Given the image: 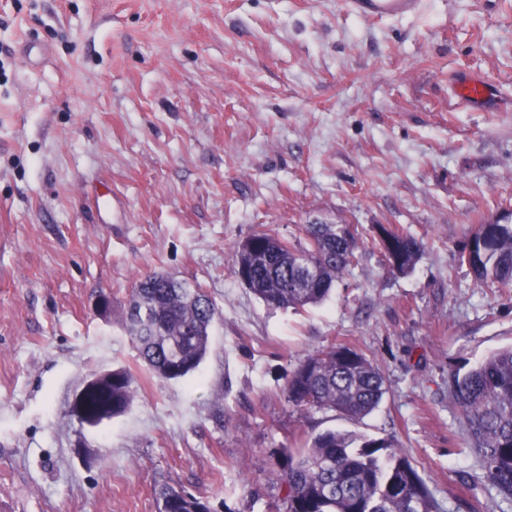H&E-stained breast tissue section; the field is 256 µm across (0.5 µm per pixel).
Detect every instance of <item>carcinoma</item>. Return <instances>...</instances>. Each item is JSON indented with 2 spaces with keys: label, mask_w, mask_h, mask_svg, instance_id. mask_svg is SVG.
<instances>
[{
  "label": "carcinoma",
  "mask_w": 512,
  "mask_h": 512,
  "mask_svg": "<svg viewBox=\"0 0 512 512\" xmlns=\"http://www.w3.org/2000/svg\"><path fill=\"white\" fill-rule=\"evenodd\" d=\"M305 242L290 244L265 231L239 242L235 273L248 270L246 288L266 304L302 308L325 301L355 258L346 224H305ZM392 267L409 271L423 248L413 236L393 235ZM469 266L484 286L512 287V224H480L463 243ZM218 310L206 294L173 274L147 273L134 283L124 327L147 370L160 380L194 372L210 348ZM85 416L99 425L124 414L133 402L134 376L126 369L92 375ZM472 446L482 462L480 479L512 506V346L474 368L451 376ZM386 393L379 368L356 349L330 346L308 355L286 383L288 402L300 410L337 411L351 419L373 412ZM284 495L276 512H438L407 454L392 438L356 437L329 430L287 449L280 462ZM159 512H211L202 498L162 485Z\"/></svg>",
  "instance_id": "carcinoma-1"
}]
</instances>
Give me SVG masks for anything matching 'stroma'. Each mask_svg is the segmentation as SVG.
Returning <instances> with one entry per match:
<instances>
[{
    "mask_svg": "<svg viewBox=\"0 0 512 512\" xmlns=\"http://www.w3.org/2000/svg\"><path fill=\"white\" fill-rule=\"evenodd\" d=\"M28 40L48 64L24 63ZM469 72L492 104L455 96ZM509 211L512 0L382 21L342 0H0V512H158L164 483L212 512H274L279 449L328 430L394 438L440 512H498L450 377L512 346V291L458 260ZM312 218L350 225L354 263L321 305H266L237 243L294 244ZM382 225L423 241L412 271L388 269ZM150 270L218 308L180 381L150 374L122 325ZM332 344L386 379L362 419L286 399ZM113 368L135 376L130 408L80 427L75 394Z\"/></svg>",
    "mask_w": 512,
    "mask_h": 512,
    "instance_id": "obj_1",
    "label": "stroma"
}]
</instances>
